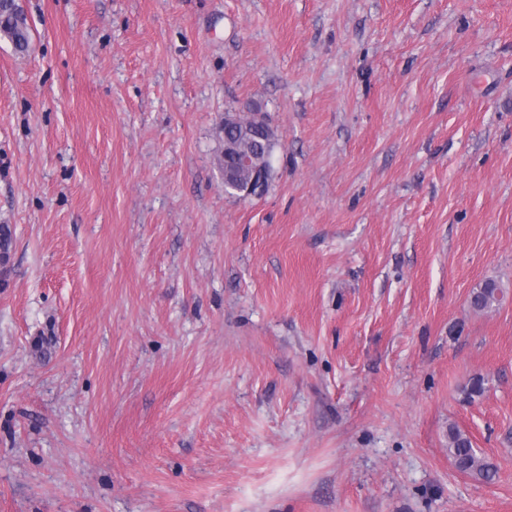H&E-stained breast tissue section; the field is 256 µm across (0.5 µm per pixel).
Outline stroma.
<instances>
[{"instance_id": "35a3bbf8", "label": "stroma", "mask_w": 512, "mask_h": 512, "mask_svg": "<svg viewBox=\"0 0 512 512\" xmlns=\"http://www.w3.org/2000/svg\"><path fill=\"white\" fill-rule=\"evenodd\" d=\"M20 3L0 512H512V0ZM240 115H241V113H239V112H234L232 117H227L224 115V122L222 123L220 130L223 129V125L225 124V122L240 123V122L244 121L247 124L245 125L244 129L242 130V133L262 139L264 141L265 145H267V141L265 140L264 137L268 130L266 129V127L264 125L267 123L264 113L258 112V111L246 112L245 115L247 116V118L244 120L240 118ZM249 124H250V127H249ZM237 165L239 168L243 170H251L253 171V176L250 181H241L235 182L231 185L233 190V194H229L232 196H236L239 199L245 200L249 199L254 195V181L257 176V169L254 167L253 158L250 155H240L237 157ZM504 288L495 280H487L474 289L470 297V306L478 312L486 311L504 299ZM448 456L457 470L482 480H491L494 466L473 448L470 439L456 424L448 426Z\"/></svg>"}]
</instances>
